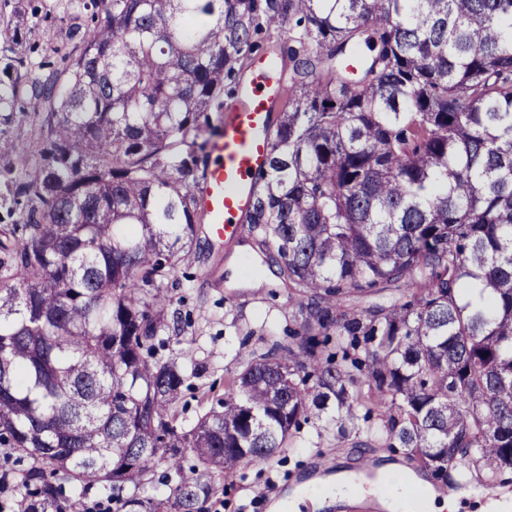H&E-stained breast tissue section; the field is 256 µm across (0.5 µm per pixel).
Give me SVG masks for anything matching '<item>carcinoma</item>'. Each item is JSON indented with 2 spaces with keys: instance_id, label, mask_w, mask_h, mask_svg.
<instances>
[{
  "instance_id": "obj_1",
  "label": "carcinoma",
  "mask_w": 512,
  "mask_h": 512,
  "mask_svg": "<svg viewBox=\"0 0 512 512\" xmlns=\"http://www.w3.org/2000/svg\"><path fill=\"white\" fill-rule=\"evenodd\" d=\"M86 18L42 79L0 7V123L40 106L38 158L0 138V447L17 512H203L334 405L435 478L512 471V0H66ZM289 82L246 223L304 320L263 338L192 422V347L167 358L164 280L199 246L211 113L261 35ZM395 287L390 305L333 302ZM364 407V416L358 409ZM195 463L185 466L187 454ZM170 494L147 493L158 464Z\"/></svg>"
}]
</instances>
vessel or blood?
<instances>
[{
    "mask_svg": "<svg viewBox=\"0 0 512 512\" xmlns=\"http://www.w3.org/2000/svg\"><path fill=\"white\" fill-rule=\"evenodd\" d=\"M282 80L272 56L259 57L240 99L210 146L212 163L196 195L216 243L233 241L253 204L255 179L266 172L273 135L272 110L281 99Z\"/></svg>",
    "mask_w": 512,
    "mask_h": 512,
    "instance_id": "b4317fda",
    "label": "vessel or blood"
}]
</instances>
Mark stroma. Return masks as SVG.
<instances>
[{
    "instance_id": "stroma-1",
    "label": "stroma",
    "mask_w": 512,
    "mask_h": 512,
    "mask_svg": "<svg viewBox=\"0 0 512 512\" xmlns=\"http://www.w3.org/2000/svg\"><path fill=\"white\" fill-rule=\"evenodd\" d=\"M268 251L261 231L248 225L229 248L205 236L191 265H180L166 282V351L178 352L187 342L194 349L195 389L184 392L179 404L186 420L204 410L195 390H223L239 358L260 338L283 337L303 320L287 283L275 278L266 287H250L253 275L267 271ZM367 428L357 421L342 437L324 418L303 425L273 459L243 465L234 484L220 485L205 512H271L274 502L323 478L325 470L353 473L364 460L385 457L375 445L357 451L356 442L369 438Z\"/></svg>"
}]
</instances>
